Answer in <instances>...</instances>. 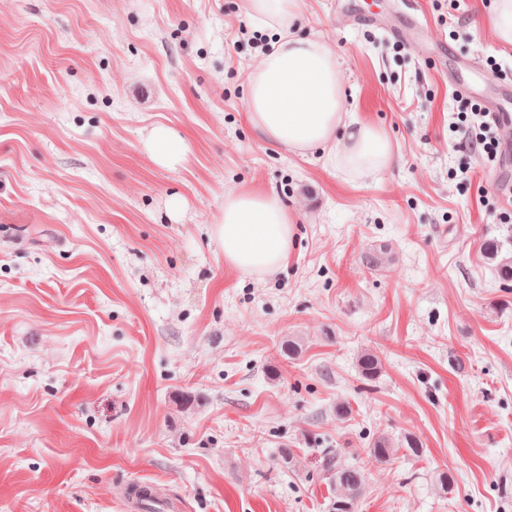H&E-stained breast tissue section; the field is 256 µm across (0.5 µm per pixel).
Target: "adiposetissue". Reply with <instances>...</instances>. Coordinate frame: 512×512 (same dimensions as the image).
Here are the masks:
<instances>
[{
	"label": "adipose tissue",
	"mask_w": 512,
	"mask_h": 512,
	"mask_svg": "<svg viewBox=\"0 0 512 512\" xmlns=\"http://www.w3.org/2000/svg\"><path fill=\"white\" fill-rule=\"evenodd\" d=\"M244 7L274 36L247 77L249 123L268 142L297 154L325 152L329 163L357 176L391 168L396 149L382 127L370 120L346 126L333 45L318 35L295 34L305 0H244ZM294 224V215L267 190H232L224 194L215 236L225 263L241 274L262 277L287 260Z\"/></svg>",
	"instance_id": "1"
}]
</instances>
